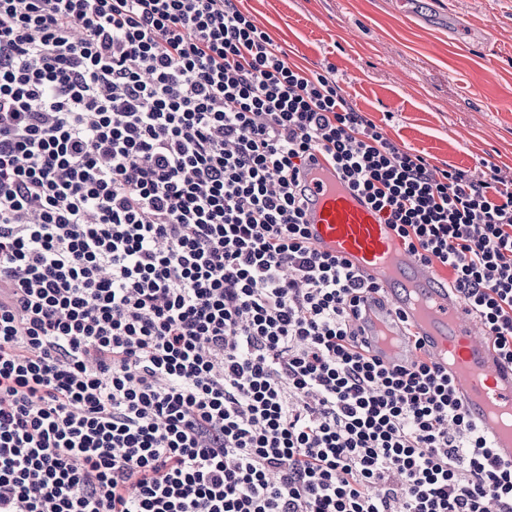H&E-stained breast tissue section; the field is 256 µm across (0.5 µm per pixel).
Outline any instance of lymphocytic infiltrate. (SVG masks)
Instances as JSON below:
<instances>
[{
	"label": "lymphocytic infiltrate",
	"mask_w": 512,
	"mask_h": 512,
	"mask_svg": "<svg viewBox=\"0 0 512 512\" xmlns=\"http://www.w3.org/2000/svg\"><path fill=\"white\" fill-rule=\"evenodd\" d=\"M322 154L512 364V178L399 148L236 0H0V512H512L383 287L320 251Z\"/></svg>",
	"instance_id": "1"
}]
</instances>
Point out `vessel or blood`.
Segmentation results:
<instances>
[{"mask_svg": "<svg viewBox=\"0 0 512 512\" xmlns=\"http://www.w3.org/2000/svg\"><path fill=\"white\" fill-rule=\"evenodd\" d=\"M304 222L315 245L373 277L383 296L368 300L365 332L387 364L423 347L448 374L468 416L489 435L500 462L512 463V366L430 266L407 252L366 198L340 186L323 156L300 175Z\"/></svg>", "mask_w": 512, "mask_h": 512, "instance_id": "b4317fda", "label": "vessel or blood"}]
</instances>
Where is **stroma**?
Wrapping results in <instances>:
<instances>
[{
    "label": "stroma",
    "instance_id": "35a3bbf8",
    "mask_svg": "<svg viewBox=\"0 0 512 512\" xmlns=\"http://www.w3.org/2000/svg\"><path fill=\"white\" fill-rule=\"evenodd\" d=\"M432 166L512 171V0H238Z\"/></svg>",
    "mask_w": 512,
    "mask_h": 512
}]
</instances>
